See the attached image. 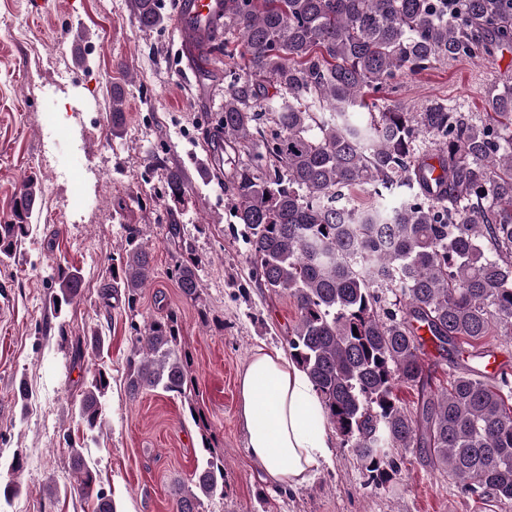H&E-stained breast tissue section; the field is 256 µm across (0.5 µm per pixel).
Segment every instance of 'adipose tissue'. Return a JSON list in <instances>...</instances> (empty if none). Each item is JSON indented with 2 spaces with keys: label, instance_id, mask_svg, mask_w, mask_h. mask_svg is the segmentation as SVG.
I'll return each instance as SVG.
<instances>
[{
  "label": "adipose tissue",
  "instance_id": "1",
  "mask_svg": "<svg viewBox=\"0 0 512 512\" xmlns=\"http://www.w3.org/2000/svg\"><path fill=\"white\" fill-rule=\"evenodd\" d=\"M247 447L268 478L295 487L329 459L333 442L315 425L322 410L308 377L278 349H257L238 380Z\"/></svg>",
  "mask_w": 512,
  "mask_h": 512
}]
</instances>
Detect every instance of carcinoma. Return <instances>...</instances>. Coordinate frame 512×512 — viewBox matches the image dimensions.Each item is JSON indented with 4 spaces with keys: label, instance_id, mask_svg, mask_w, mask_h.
Returning <instances> with one entry per match:
<instances>
[{
    "label": "carcinoma",
    "instance_id": "carcinoma-1",
    "mask_svg": "<svg viewBox=\"0 0 512 512\" xmlns=\"http://www.w3.org/2000/svg\"><path fill=\"white\" fill-rule=\"evenodd\" d=\"M134 12L143 29L163 21L159 0H135ZM209 41L220 51L236 44L244 59L241 71L224 73L214 125L232 165L224 193L249 233L253 276L295 301L288 354L314 384L324 420L375 488L400 474L392 449L416 448L465 492L512 500V370H482L486 337L512 339V85L477 118L443 100L411 112L386 98L402 71L511 49L512 0H224ZM363 109L365 123L354 119ZM124 119L115 87L112 129ZM424 134L436 139L432 154ZM356 187L378 203L353 204ZM186 188L182 170L167 171L166 198L180 202ZM37 193L32 178L0 224V262L32 234ZM392 196L400 204L382 206ZM167 235L179 250L178 286L193 299L200 261L180 225ZM152 271L140 229L127 228L103 299L134 307ZM53 280L59 317L80 298L84 275L59 267ZM131 328L129 396L187 395L194 382L178 354L177 315ZM427 343L452 371L437 389L425 372ZM109 344L95 328L78 339L99 358ZM401 385L417 389L419 408L403 405ZM109 387L100 366L74 405L91 435L105 423ZM69 454L95 512H117L84 448ZM223 493L224 457L210 455L174 489L176 512H203Z\"/></svg>",
    "mask_w": 512,
    "mask_h": 512
}]
</instances>
